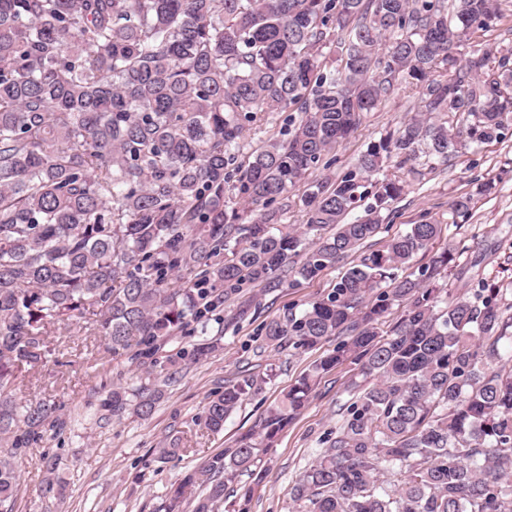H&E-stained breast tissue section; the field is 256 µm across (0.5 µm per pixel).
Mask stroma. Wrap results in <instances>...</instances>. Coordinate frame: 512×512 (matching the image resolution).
<instances>
[{
	"label": "stroma",
	"mask_w": 512,
	"mask_h": 512,
	"mask_svg": "<svg viewBox=\"0 0 512 512\" xmlns=\"http://www.w3.org/2000/svg\"><path fill=\"white\" fill-rule=\"evenodd\" d=\"M417 98V91L406 87L367 114L354 135L337 146L335 172H342L370 142L411 117ZM478 178L494 179L495 192L476 199L470 219L452 222L449 201L475 191ZM393 209V231H406L422 219L441 226L432 252L418 254L413 267L428 265L433 252L453 242L462 248L460 262L470 274L512 280V135L456 156L423 181H409ZM345 269V264H338L294 288L256 287L255 321L231 324L221 332L210 329L207 337L216 349L195 363L166 362L193 343V334L186 331L173 336L160 352L164 367L151 369L131 354L112 355L105 338L90 334L84 324L53 327V353L25 372L16 396L21 401H54L59 418L16 461L20 483L14 512H162L172 485L254 429L289 386L334 348L331 340L312 350L275 348L256 336L255 328L257 322L300 312L326 295ZM253 375L267 376L262 392L246 396L222 431H208L203 416L211 395L226 383ZM354 377L348 363L322 377L301 415L265 451L262 482L256 485L241 477L225 493L224 512H299L291 489L315 463L323 437L334 430ZM151 383L160 386L162 396L148 418H118L102 406L113 387ZM173 442L179 444V453L161 456V448ZM50 460L55 463L51 470L46 467Z\"/></svg>",
	"instance_id": "stroma-1"
}]
</instances>
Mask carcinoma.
Segmentation results:
<instances>
[{
    "label": "carcinoma",
    "mask_w": 512,
    "mask_h": 512,
    "mask_svg": "<svg viewBox=\"0 0 512 512\" xmlns=\"http://www.w3.org/2000/svg\"><path fill=\"white\" fill-rule=\"evenodd\" d=\"M504 0H0V512H13L16 459L55 417L21 405L27 367L51 354L49 328L90 324L112 353L154 359L195 323L252 314L244 289L296 287L390 229L399 175L500 139L512 126V46L478 33ZM338 48L336 65L324 49ZM414 116L333 178L336 146L402 85ZM295 112L289 128L237 162L245 132ZM305 224L288 230L289 194ZM476 193L448 203L466 219ZM363 213L352 221L346 217ZM422 220L359 256L332 291L256 335L312 349L336 339L269 408L257 432L186 473L166 512L200 490L194 512H223L227 485L259 484L262 456L322 375L351 382L326 448L297 479L301 512H512V307L483 279L441 297L460 264L453 243L402 273L440 235ZM190 275L188 286L174 280ZM403 316L381 326L393 306ZM212 346L178 351L196 362ZM266 380L225 384L204 412L212 432ZM158 390L112 389L104 407L147 418Z\"/></svg>",
    "instance_id": "carcinoma-1"
}]
</instances>
